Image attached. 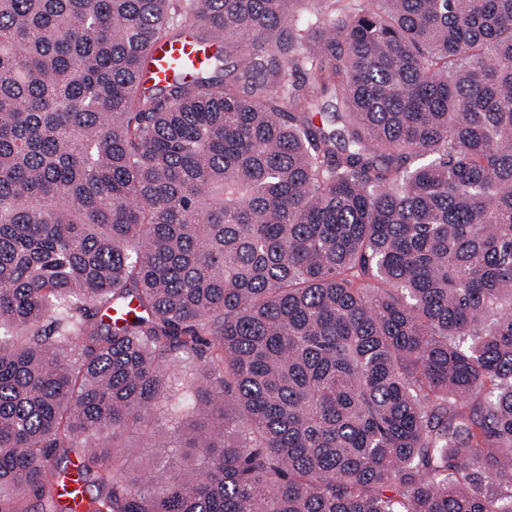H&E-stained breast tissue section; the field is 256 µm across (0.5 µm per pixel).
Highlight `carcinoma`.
<instances>
[{
	"label": "carcinoma",
	"instance_id": "1",
	"mask_svg": "<svg viewBox=\"0 0 512 512\" xmlns=\"http://www.w3.org/2000/svg\"><path fill=\"white\" fill-rule=\"evenodd\" d=\"M1 329L0 512H512V0H0ZM210 52V49L202 48L190 39L176 43H158L154 47V62L146 74V81L157 85L165 84L170 77L173 62L178 61L184 72L189 73L198 68ZM150 425V433H143V431L133 428L124 434L123 440L128 446V455L116 461L115 469H126V466L130 463L142 462L147 464L156 453V448L152 447L153 434L165 433L172 435L174 431V424L163 409L154 410L150 417Z\"/></svg>",
	"mask_w": 512,
	"mask_h": 512
}]
</instances>
